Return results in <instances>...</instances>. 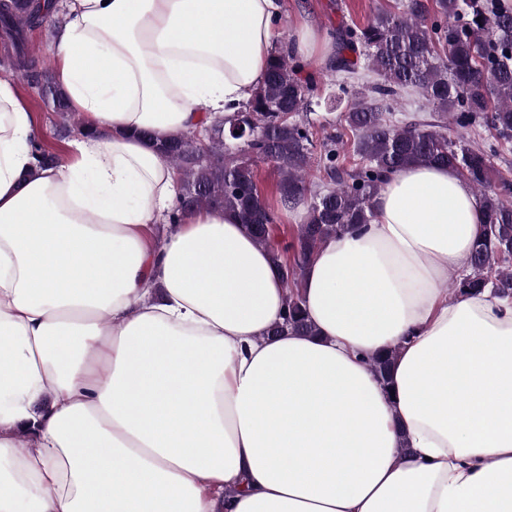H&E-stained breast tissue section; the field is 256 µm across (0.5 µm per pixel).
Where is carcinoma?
Instances as JSON below:
<instances>
[{
	"mask_svg": "<svg viewBox=\"0 0 512 512\" xmlns=\"http://www.w3.org/2000/svg\"><path fill=\"white\" fill-rule=\"evenodd\" d=\"M54 12L55 0H0V35L13 46L0 66L23 72L37 94L51 92L60 119L79 133L82 124L66 92L26 48L27 32ZM335 34L331 68L344 77L334 99H350L340 130L316 139L307 118L316 79L301 76L303 66L293 56L274 53L248 102L205 127L209 160H190L199 146L193 133L155 143L177 173L178 204L169 222L179 223V215L193 209L234 213L281 267L295 265L285 284L296 286L326 238L370 223L372 200L387 174L414 164L445 165L472 185L483 214L466 274L453 284L455 295L489 288L512 297V180L495 168V149L464 140V133L484 128L500 143H512V7L504 0H396L362 26L340 22ZM361 69L375 74L376 82H358ZM411 92L422 96L431 120H392L393 106ZM260 163L273 165L280 176L270 196L258 186ZM300 202L306 204L304 222L281 250L271 241L272 228L281 210ZM286 329L314 333L294 290L271 333ZM394 357L388 352L370 359L385 386Z\"/></svg>",
	"mask_w": 512,
	"mask_h": 512,
	"instance_id": "cac0c4a2",
	"label": "carcinoma"
}]
</instances>
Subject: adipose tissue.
Wrapping results in <instances>:
<instances>
[{"label":"adipose tissue","instance_id":"ef3b65f1","mask_svg":"<svg viewBox=\"0 0 512 512\" xmlns=\"http://www.w3.org/2000/svg\"><path fill=\"white\" fill-rule=\"evenodd\" d=\"M64 8L65 164L39 169L0 77V512H512V299L444 288L482 230L471 185L392 173L305 269L315 335L269 337L289 290L247 225L154 235L178 184L153 142L250 98L278 0ZM329 46L304 22L280 47Z\"/></svg>","mask_w":512,"mask_h":512}]
</instances>
